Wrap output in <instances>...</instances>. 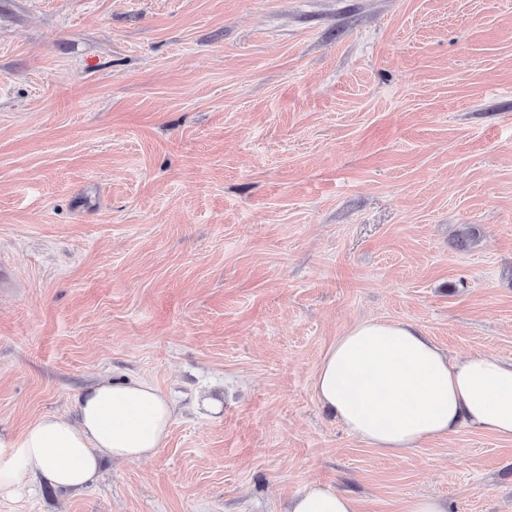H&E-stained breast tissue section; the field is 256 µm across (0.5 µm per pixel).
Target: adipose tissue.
Segmentation results:
<instances>
[{"label": "adipose tissue", "instance_id": "adipose-tissue-1", "mask_svg": "<svg viewBox=\"0 0 512 512\" xmlns=\"http://www.w3.org/2000/svg\"><path fill=\"white\" fill-rule=\"evenodd\" d=\"M319 403L372 447L403 455L470 426L512 440V360L488 352L453 359L414 325L355 323L326 351L313 381ZM174 405L141 379L104 381L81 397L79 420L47 414L0 435V497L44 479L79 490L104 459L141 460L164 447ZM289 512H357L355 500L314 484Z\"/></svg>", "mask_w": 512, "mask_h": 512}]
</instances>
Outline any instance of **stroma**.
<instances>
[{
	"label": "stroma",
	"mask_w": 512,
	"mask_h": 512,
	"mask_svg": "<svg viewBox=\"0 0 512 512\" xmlns=\"http://www.w3.org/2000/svg\"><path fill=\"white\" fill-rule=\"evenodd\" d=\"M366 318L512 359V0H0V429L112 378L176 407L0 512H512V440L392 455L319 405ZM288 512H358L355 500L314 484L294 497Z\"/></svg>",
	"instance_id": "35a3bbf8"
}]
</instances>
